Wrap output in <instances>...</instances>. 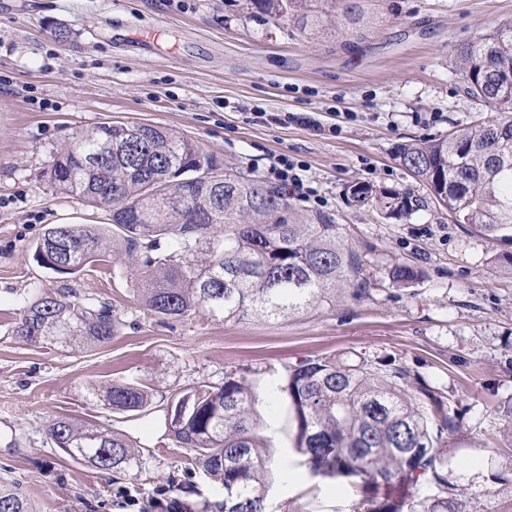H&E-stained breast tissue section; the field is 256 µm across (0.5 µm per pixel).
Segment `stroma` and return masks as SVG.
<instances>
[{"label": "stroma", "instance_id": "obj_1", "mask_svg": "<svg viewBox=\"0 0 512 512\" xmlns=\"http://www.w3.org/2000/svg\"><path fill=\"white\" fill-rule=\"evenodd\" d=\"M375 20L354 46L303 34L261 0H0V482L19 484L38 512H170L158 489L183 468L167 434L171 393L249 369L262 435L291 453L286 403L267 391L284 367L355 352L396 358L457 402L448 480L471 512H512V450L494 407L512 401V267L488 242L429 204L398 216L358 205L351 187L425 198L396 153L493 116L453 69L456 48L512 18V0H366ZM288 113L269 125L258 113ZM315 117L324 127L305 124ZM112 120L170 128L228 172L260 180L279 155L303 161L308 210L332 214L370 278L365 297L332 310L266 320L167 322L144 313L137 275L111 253L62 277L33 246L63 214L86 215L46 170L73 133ZM420 275L395 286L388 272ZM111 304L125 325L86 351L29 346L13 331L35 299L63 290ZM139 383L154 409L127 416L97 394L110 379ZM57 417L90 421L150 454L146 476L113 490L107 474L73 463L46 437ZM276 476L269 512H353L347 479L305 469Z\"/></svg>", "mask_w": 512, "mask_h": 512}]
</instances>
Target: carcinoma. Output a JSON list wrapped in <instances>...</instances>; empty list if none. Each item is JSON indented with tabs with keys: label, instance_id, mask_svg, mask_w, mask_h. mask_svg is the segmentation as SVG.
I'll return each mask as SVG.
<instances>
[{
	"label": "carcinoma",
	"instance_id": "1",
	"mask_svg": "<svg viewBox=\"0 0 512 512\" xmlns=\"http://www.w3.org/2000/svg\"><path fill=\"white\" fill-rule=\"evenodd\" d=\"M270 16L301 31L334 35L349 45L371 22L360 0H263ZM455 72L471 97L496 110L490 119L431 140L401 145L399 163L423 186L430 202L492 243L512 245V20L459 45ZM112 160L96 171L83 159L106 143ZM217 174L218 190L163 180L169 172L194 176V165ZM50 182L112 214L104 227L54 224L34 245V259L54 273L58 263L77 273L104 260L113 248L139 273L142 308L175 319L203 308L224 321L279 319L331 309L367 293L362 256L345 242L340 225L324 212L295 204L278 185L224 171L211 155L168 128L101 122L75 133L54 152ZM354 202L403 214L409 197L352 186ZM419 272L396 265L390 279L412 284ZM122 322L112 306L70 297L33 302L15 330L30 345L61 343L77 349L112 340ZM104 405L143 413L153 402L140 385L114 380L103 387ZM273 401L288 400L296 429L294 451L313 475L351 479L356 512H465L464 493L448 483V439L457 415L396 360L338 354L285 368ZM253 387L246 372H224L219 385L202 384L169 399L168 432L189 451L188 465L224 490L202 512H267L266 464L273 441L252 420ZM46 435L82 466L120 481L143 473V453L123 435L95 424L55 419ZM174 472L162 492L180 504L189 484ZM434 493L417 501L412 490ZM0 512H33L14 484H0Z\"/></svg>",
	"mask_w": 512,
	"mask_h": 512
}]
</instances>
